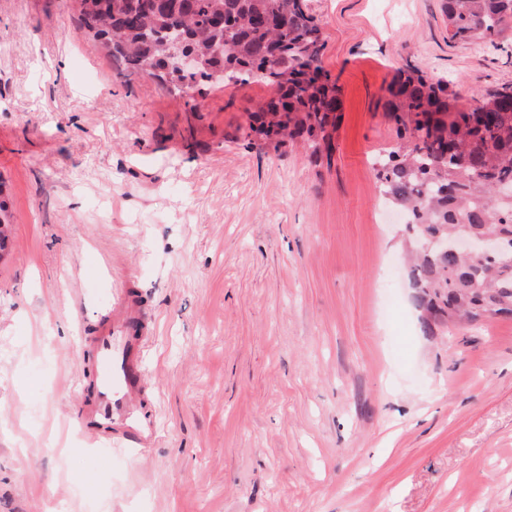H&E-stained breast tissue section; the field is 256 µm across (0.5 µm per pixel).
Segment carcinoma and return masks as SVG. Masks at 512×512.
I'll use <instances>...</instances> for the list:
<instances>
[{
  "instance_id": "cac0c4a2",
  "label": "carcinoma",
  "mask_w": 512,
  "mask_h": 512,
  "mask_svg": "<svg viewBox=\"0 0 512 512\" xmlns=\"http://www.w3.org/2000/svg\"><path fill=\"white\" fill-rule=\"evenodd\" d=\"M80 25L105 40L118 75L155 74L172 62L171 49L196 51L205 66L177 77L188 96L224 71L266 80L272 69L301 75L278 103L251 111L265 137L282 128L307 140L312 155L331 150L341 106L337 82L324 68V43L305 0H77ZM452 39L476 38L498 49L493 35L512 19V0H441ZM386 112L407 146L376 161L381 193L408 216L416 239L485 232L511 244L497 258L465 261L411 245L410 285L423 311V334L435 335L452 317L473 325L512 317V83L487 94L480 106L451 102L448 84L399 75L386 88Z\"/></svg>"
}]
</instances>
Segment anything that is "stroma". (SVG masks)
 Returning <instances> with one entry per match:
<instances>
[{
	"instance_id": "obj_1",
	"label": "stroma",
	"mask_w": 512,
	"mask_h": 512,
	"mask_svg": "<svg viewBox=\"0 0 512 512\" xmlns=\"http://www.w3.org/2000/svg\"><path fill=\"white\" fill-rule=\"evenodd\" d=\"M307 6L327 165L242 137L269 84L123 79L75 0H0V512H512V319L421 333L373 168L398 71L512 83V23L492 52L439 0ZM117 288L154 334L144 454L76 422Z\"/></svg>"
}]
</instances>
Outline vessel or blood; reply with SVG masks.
<instances>
[{
	"label": "vessel or blood",
	"instance_id": "obj_1",
	"mask_svg": "<svg viewBox=\"0 0 512 512\" xmlns=\"http://www.w3.org/2000/svg\"><path fill=\"white\" fill-rule=\"evenodd\" d=\"M137 310L116 298L101 331L89 341L92 373L90 397L77 415L84 430L103 436L122 447L147 450L159 437L158 422L135 397L141 389V373L147 335L129 332Z\"/></svg>",
	"mask_w": 512,
	"mask_h": 512
}]
</instances>
